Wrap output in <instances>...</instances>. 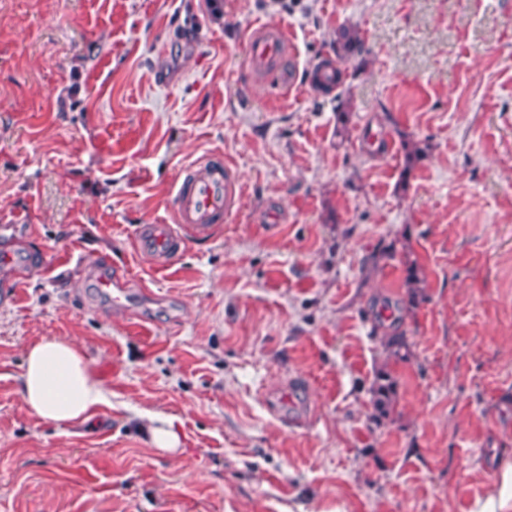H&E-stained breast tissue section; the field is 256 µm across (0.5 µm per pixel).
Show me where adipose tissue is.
Instances as JSON below:
<instances>
[{"label":"adipose tissue","instance_id":"1","mask_svg":"<svg viewBox=\"0 0 512 512\" xmlns=\"http://www.w3.org/2000/svg\"><path fill=\"white\" fill-rule=\"evenodd\" d=\"M19 384L29 412L57 426L86 423L111 397L82 349L56 339L41 340L28 349Z\"/></svg>","mask_w":512,"mask_h":512}]
</instances>
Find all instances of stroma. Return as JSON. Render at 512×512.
<instances>
[{
    "label": "stroma",
    "mask_w": 512,
    "mask_h": 512,
    "mask_svg": "<svg viewBox=\"0 0 512 512\" xmlns=\"http://www.w3.org/2000/svg\"><path fill=\"white\" fill-rule=\"evenodd\" d=\"M266 23L292 87L245 73ZM343 25L366 63L323 92L313 66ZM211 154L240 176L237 211L154 267L136 226L171 220L179 170ZM6 247L37 262L0 303V512L512 500V0H0ZM98 264L131 314L88 287ZM45 338L77 343L112 394L85 426L19 394ZM372 393L379 416L387 415L393 405V381L390 373L385 368L377 371ZM152 423L160 424L151 427L153 445L163 451H174L179 448L180 439L176 432L171 429V422L160 415L150 417Z\"/></svg>",
    "instance_id": "35a3bbf8"
}]
</instances>
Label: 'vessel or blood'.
Masks as SVG:
<instances>
[{
  "instance_id": "vessel-or-blood-1",
  "label": "vessel or blood",
  "mask_w": 512,
  "mask_h": 512,
  "mask_svg": "<svg viewBox=\"0 0 512 512\" xmlns=\"http://www.w3.org/2000/svg\"><path fill=\"white\" fill-rule=\"evenodd\" d=\"M285 45L286 32L281 25L262 26L246 45L247 74L287 86L290 81L287 72L277 68L285 54ZM239 199V178L222 158L208 156L185 165L171 193L172 223L138 225L134 245L160 266H172L182 255L189 238L211 235L237 210ZM94 284L110 296L113 308L127 310L130 295L115 280L99 275Z\"/></svg>"
}]
</instances>
